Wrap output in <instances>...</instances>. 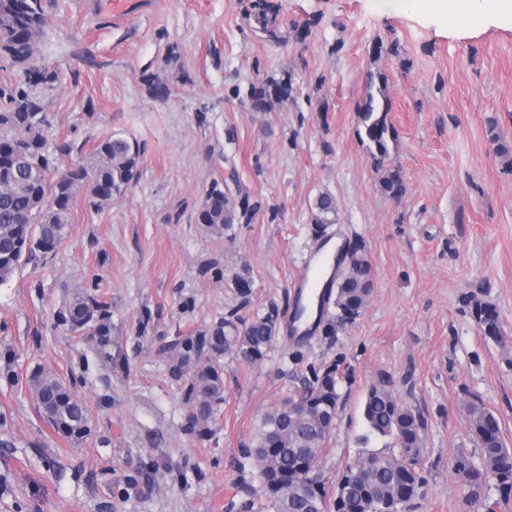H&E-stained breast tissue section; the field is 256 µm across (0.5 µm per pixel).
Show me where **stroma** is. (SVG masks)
Returning <instances> with one entry per match:
<instances>
[{
    "instance_id": "35a3bbf8",
    "label": "stroma",
    "mask_w": 512,
    "mask_h": 512,
    "mask_svg": "<svg viewBox=\"0 0 512 512\" xmlns=\"http://www.w3.org/2000/svg\"><path fill=\"white\" fill-rule=\"evenodd\" d=\"M143 0L127 21L111 0H44L37 65L49 146L81 163L107 138L139 150V174L102 211L77 195L53 253L0 284V512H271L245 456L260 418L336 366L343 407L319 468L334 489L362 449L369 387L388 379L425 417V483L406 512H512L488 485L469 502L456 452L481 464L467 405L498 418L512 449V16L453 20L419 0ZM381 55H374V46ZM382 75L396 140L385 195L359 139L357 106ZM291 76L288 100L253 111L251 85ZM167 88L157 95L156 85ZM248 194L222 236L196 222L211 182ZM327 230L363 244L373 288L335 335L289 337L292 284ZM247 290H239V282ZM105 302L107 338L71 332L73 294ZM496 306L502 342L485 338L471 300ZM276 315L264 360L219 362L224 399L210 436L188 429L183 343L229 311ZM42 366L90 408L72 441L40 415L28 375Z\"/></svg>"
}]
</instances>
